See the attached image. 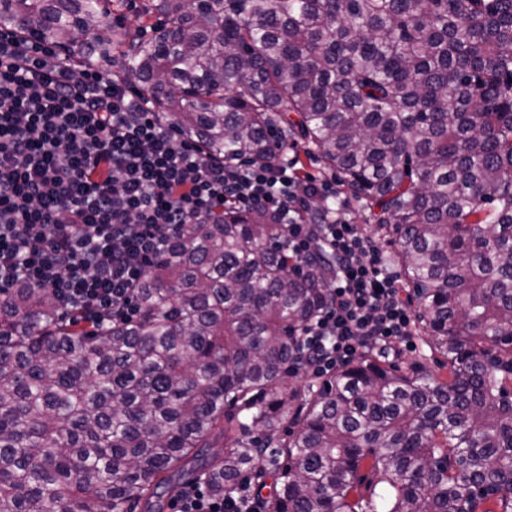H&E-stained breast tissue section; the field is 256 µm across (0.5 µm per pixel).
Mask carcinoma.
<instances>
[{"instance_id":"cac0c4a2","label":"carcinoma","mask_w":512,"mask_h":512,"mask_svg":"<svg viewBox=\"0 0 512 512\" xmlns=\"http://www.w3.org/2000/svg\"><path fill=\"white\" fill-rule=\"evenodd\" d=\"M108 4L5 0L0 27L121 59L210 159L303 140L396 247L448 376L368 349L290 383L331 260L227 209L183 229L134 319L0 293V512H163L214 436L209 492L272 475L265 512H512V0H149L151 36L122 40Z\"/></svg>"}]
</instances>
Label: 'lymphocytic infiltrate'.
I'll return each instance as SVG.
<instances>
[{"mask_svg": "<svg viewBox=\"0 0 512 512\" xmlns=\"http://www.w3.org/2000/svg\"><path fill=\"white\" fill-rule=\"evenodd\" d=\"M335 194L287 159H207L127 78L0 31V288L47 289L87 322L123 319L186 225L260 209L286 226L294 257L335 260L327 301L298 334L296 369L322 377L364 348L397 352L414 336L397 275L363 225L328 206ZM177 512H263V503L248 484L228 503L191 484Z\"/></svg>", "mask_w": 512, "mask_h": 512, "instance_id": "f902f5d3", "label": "lymphocytic infiltrate"}]
</instances>
